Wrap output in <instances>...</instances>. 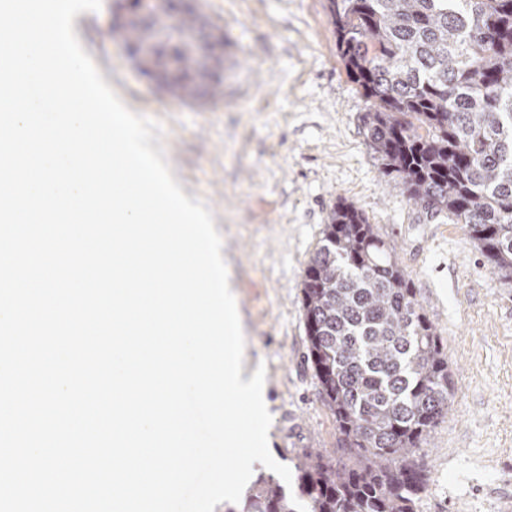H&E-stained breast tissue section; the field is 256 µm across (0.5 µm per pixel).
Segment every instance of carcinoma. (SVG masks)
<instances>
[{
    "instance_id": "cac0c4a2",
    "label": "carcinoma",
    "mask_w": 512,
    "mask_h": 512,
    "mask_svg": "<svg viewBox=\"0 0 512 512\" xmlns=\"http://www.w3.org/2000/svg\"><path fill=\"white\" fill-rule=\"evenodd\" d=\"M340 57L373 100L364 134L383 173L431 220L462 224L499 277L512 280V0H328ZM201 16L185 11L159 54L136 59L167 93L199 100ZM132 47L146 26L121 25ZM173 52L183 77L167 71ZM207 94H223L213 52ZM308 358L336 420L334 454L305 450L296 480L306 512H415L426 481L417 450L448 414L453 378L436 328L394 247L338 202L306 264ZM248 512H297L279 478L257 476Z\"/></svg>"
}]
</instances>
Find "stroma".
<instances>
[{
    "label": "stroma",
    "mask_w": 512,
    "mask_h": 512,
    "mask_svg": "<svg viewBox=\"0 0 512 512\" xmlns=\"http://www.w3.org/2000/svg\"><path fill=\"white\" fill-rule=\"evenodd\" d=\"M114 0L73 23L128 109L157 120L173 177L213 213L233 274L248 370L266 367L268 446L292 465L336 446V423L307 356L303 270L338 201L396 249L453 372L447 415L419 450L428 481L415 512L512 505V283L463 225L428 220L380 169L363 131L372 106L336 46L327 0H203L226 36L224 95L202 105L165 93L124 51Z\"/></svg>",
    "instance_id": "35a3bbf8"
}]
</instances>
